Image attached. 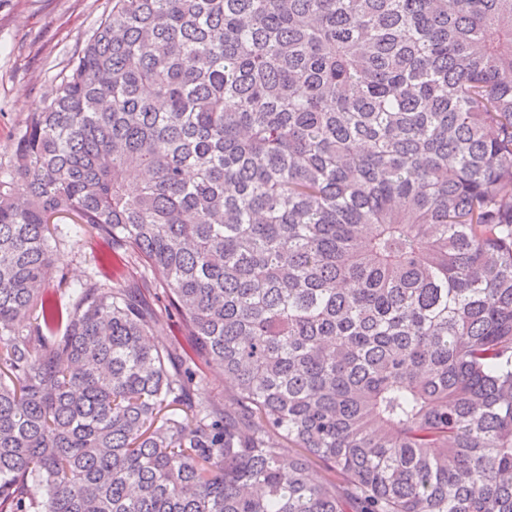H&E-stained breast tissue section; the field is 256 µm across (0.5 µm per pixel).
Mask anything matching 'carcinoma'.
Segmentation results:
<instances>
[{
    "label": "carcinoma",
    "mask_w": 512,
    "mask_h": 512,
    "mask_svg": "<svg viewBox=\"0 0 512 512\" xmlns=\"http://www.w3.org/2000/svg\"><path fill=\"white\" fill-rule=\"evenodd\" d=\"M0 512H512V0H112L0 166ZM75 224H59L57 232L58 266L63 268L67 282L76 285L88 277H95L117 285L133 282L144 284L146 300L164 313L163 288L154 282L151 275L141 277L139 269L125 256L122 249H113L112 244L90 237ZM165 320L167 336L156 337L158 344L162 347L172 341L179 345L182 352L190 353L192 340L189 336H185L179 316L170 307L168 316L165 317ZM199 375L202 380L194 388V397L210 402H224V396H228L233 389V383L224 379V374L203 366Z\"/></svg>",
    "instance_id": "1"
}]
</instances>
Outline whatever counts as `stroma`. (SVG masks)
Returning a JSON list of instances; mask_svg holds the SVG:
<instances>
[{
  "mask_svg": "<svg viewBox=\"0 0 512 512\" xmlns=\"http://www.w3.org/2000/svg\"><path fill=\"white\" fill-rule=\"evenodd\" d=\"M111 7V0H0V161L8 162L27 115L51 90L69 57L83 46ZM58 265L66 278L43 291L67 302V287L89 277L117 285L143 282L146 300L163 308V290L142 276L123 250L90 237L77 226L57 232Z\"/></svg>",
  "mask_w": 512,
  "mask_h": 512,
  "instance_id": "obj_1",
  "label": "stroma"
}]
</instances>
